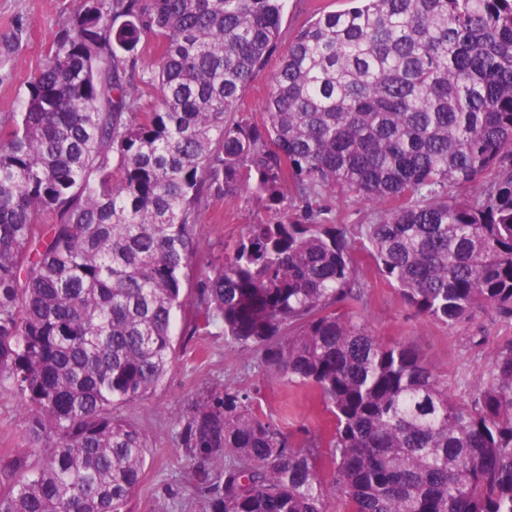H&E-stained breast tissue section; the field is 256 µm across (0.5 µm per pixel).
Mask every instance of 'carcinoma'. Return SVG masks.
Masks as SVG:
<instances>
[{"mask_svg": "<svg viewBox=\"0 0 512 512\" xmlns=\"http://www.w3.org/2000/svg\"><path fill=\"white\" fill-rule=\"evenodd\" d=\"M285 2L77 0L0 118V374L43 443L34 467L0 456V512H128L147 438L120 410L164 380L186 309L335 418L295 446L238 387L197 399L179 438L205 512H327L337 494L346 512H512V338L454 395L339 312L364 296L361 242L417 315L512 322V0L323 13L289 41L262 123L236 119ZM338 189L376 221L329 223L318 200ZM287 193L301 218L245 225L187 295L209 200Z\"/></svg>", "mask_w": 512, "mask_h": 512, "instance_id": "1", "label": "carcinoma"}]
</instances>
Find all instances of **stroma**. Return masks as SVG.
I'll return each instance as SVG.
<instances>
[{
  "instance_id": "obj_1",
  "label": "stroma",
  "mask_w": 512,
  "mask_h": 512,
  "mask_svg": "<svg viewBox=\"0 0 512 512\" xmlns=\"http://www.w3.org/2000/svg\"><path fill=\"white\" fill-rule=\"evenodd\" d=\"M75 5L76 0H0V39L17 32L22 35L18 50L0 60V117L19 111L30 77L41 68L49 44ZM351 5L352 0H288L279 45L241 99L244 118L262 121L270 78L293 35L311 16ZM323 205L334 224H367L374 218L372 209L351 194L327 195ZM293 209L289 199L276 210L243 196L211 199L196 226L195 265L223 255L244 225L273 224ZM355 260L367 293L361 302L349 306V314L385 342L412 345L437 366L451 393L463 394L476 383L490 367L498 346L512 337V324L491 312L477 314L452 330L417 316L379 275L365 250H357ZM229 384L243 389L292 443L309 433L328 436L334 428L333 416L313 393L285 379H263L254 353L228 344L220 327L178 337L176 361L157 391L122 410L124 418L148 435L146 462L131 512H204L189 482L193 462L180 447L181 417L203 390ZM36 446L20 398L8 380L0 379V454L29 453Z\"/></svg>"
}]
</instances>
